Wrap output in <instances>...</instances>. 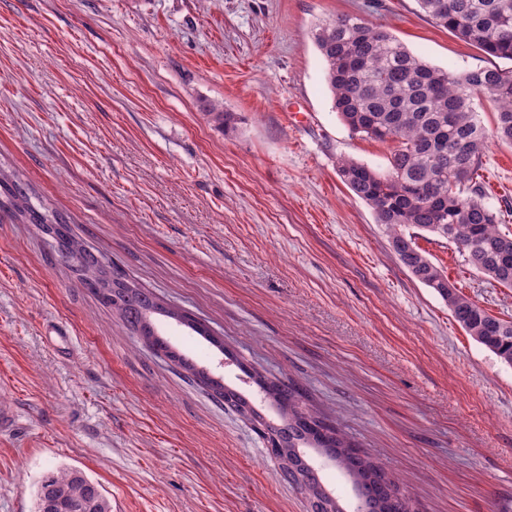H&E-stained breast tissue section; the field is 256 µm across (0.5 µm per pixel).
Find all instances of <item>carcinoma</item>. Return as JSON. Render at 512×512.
<instances>
[{
    "label": "carcinoma",
    "mask_w": 512,
    "mask_h": 512,
    "mask_svg": "<svg viewBox=\"0 0 512 512\" xmlns=\"http://www.w3.org/2000/svg\"><path fill=\"white\" fill-rule=\"evenodd\" d=\"M436 24L484 53L512 61V0H417ZM313 38L326 63L333 108L353 135L396 147L383 172L350 159L338 163L342 182L385 226L399 263L434 289L453 317L478 344L512 366V322H504L460 294L420 251L416 237L427 233L455 245L477 273L512 288V236L500 232L498 212L485 201L478 171L487 133L475 98H491L497 112L494 137L512 145V68L497 66L457 73L424 61L390 32L359 19L341 16L318 27ZM208 119L226 130L236 117L219 103L200 105ZM33 224L51 249L77 272L100 271V254L76 256V235L59 214L31 202L28 188L0 172V217ZM97 301L131 332L164 353L192 376L204 373L194 360L165 337L151 314L157 301L144 288H131L126 275L112 267V287L102 293L82 280ZM246 376L257 387L253 396L220 383L214 397L236 412L246 410L275 443L282 478L308 500L323 494L308 451L335 459L336 469L376 488L375 500H399L400 507L378 512H408V499L396 479L355 449L328 418L307 407L293 381ZM36 512H111L101 485L78 469H53L39 483Z\"/></svg>",
    "instance_id": "obj_1"
}]
</instances>
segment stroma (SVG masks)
I'll return each mask as SVG.
<instances>
[{
	"instance_id": "35a3bbf8",
	"label": "stroma",
	"mask_w": 512,
	"mask_h": 512,
	"mask_svg": "<svg viewBox=\"0 0 512 512\" xmlns=\"http://www.w3.org/2000/svg\"><path fill=\"white\" fill-rule=\"evenodd\" d=\"M348 15L456 72L498 60L416 0H0V170L164 305L173 344L226 383L294 380L400 482L411 512H512V367L396 259L336 173L393 143L337 116L312 31ZM235 113L208 122L202 101ZM480 180L512 234V146ZM420 250L512 321V288L455 245ZM76 467L112 512H308L264 442L79 283L31 224L0 223V512Z\"/></svg>"
}]
</instances>
